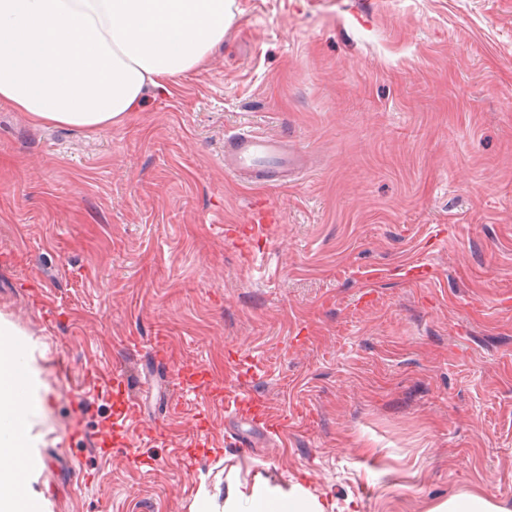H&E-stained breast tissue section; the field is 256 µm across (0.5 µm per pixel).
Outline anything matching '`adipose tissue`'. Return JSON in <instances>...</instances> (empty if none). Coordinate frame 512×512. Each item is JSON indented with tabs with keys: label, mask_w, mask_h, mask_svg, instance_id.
<instances>
[{
	"label": "adipose tissue",
	"mask_w": 512,
	"mask_h": 512,
	"mask_svg": "<svg viewBox=\"0 0 512 512\" xmlns=\"http://www.w3.org/2000/svg\"><path fill=\"white\" fill-rule=\"evenodd\" d=\"M233 0H0V107L37 125L96 131L140 111L149 89L205 67L223 44ZM33 347L0 317V512H51L36 484L44 467L49 388ZM332 496L294 481L255 478L196 512H333ZM426 512H512V504L465 490Z\"/></svg>",
	"instance_id": "adipose-tissue-1"
}]
</instances>
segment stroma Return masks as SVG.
<instances>
[{"label": "stroma", "instance_id": "35a3bbf8", "mask_svg": "<svg viewBox=\"0 0 512 512\" xmlns=\"http://www.w3.org/2000/svg\"><path fill=\"white\" fill-rule=\"evenodd\" d=\"M358 2L234 0L202 70L93 134L0 109V316L39 345L52 512L258 475L357 512L512 502V0ZM243 124L303 177L226 172ZM197 362L272 426L189 391ZM512 505L484 492L465 490L431 502L426 512H511Z\"/></svg>", "mask_w": 512, "mask_h": 512}]
</instances>
